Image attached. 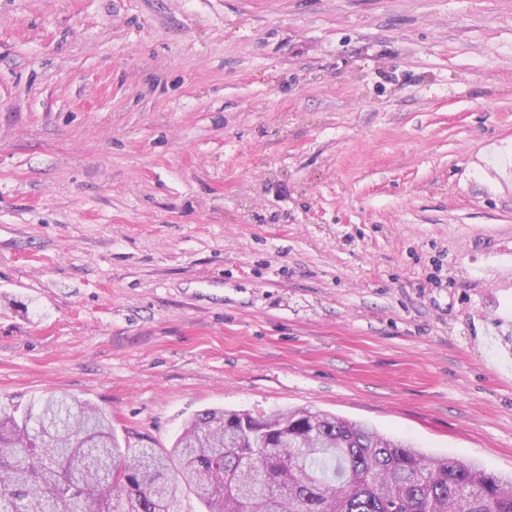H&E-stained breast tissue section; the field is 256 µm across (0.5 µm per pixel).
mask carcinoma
<instances>
[{
  "label": "carcinoma",
  "instance_id": "cac0c4a2",
  "mask_svg": "<svg viewBox=\"0 0 512 512\" xmlns=\"http://www.w3.org/2000/svg\"><path fill=\"white\" fill-rule=\"evenodd\" d=\"M186 489L201 512H512V474L320 410L204 409L160 450L80 399H0V512H179Z\"/></svg>",
  "mask_w": 512,
  "mask_h": 512
}]
</instances>
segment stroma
Here are the masks:
<instances>
[{
	"instance_id": "1",
	"label": "stroma",
	"mask_w": 512,
	"mask_h": 512,
	"mask_svg": "<svg viewBox=\"0 0 512 512\" xmlns=\"http://www.w3.org/2000/svg\"><path fill=\"white\" fill-rule=\"evenodd\" d=\"M507 160L512 0H0V397L510 473Z\"/></svg>"
}]
</instances>
